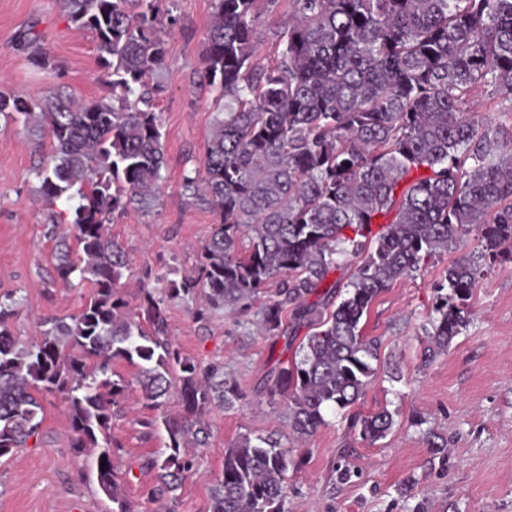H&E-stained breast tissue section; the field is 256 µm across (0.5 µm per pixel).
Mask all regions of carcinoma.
Segmentation results:
<instances>
[{
	"mask_svg": "<svg viewBox=\"0 0 512 512\" xmlns=\"http://www.w3.org/2000/svg\"><path fill=\"white\" fill-rule=\"evenodd\" d=\"M91 31L110 94L77 103L0 94V114L48 136L50 163L39 190L54 202L77 199L67 234L57 236L55 271L64 284L91 283L70 321L43 322L30 341L9 322L20 299L0 301V457L27 446L40 429V399L61 396L69 448L94 455L97 482L112 512H131L112 463L111 422L132 383L112 363L138 368L149 422L167 433L147 459L160 491L174 492L203 445L215 402L239 397L224 366L202 365L168 337V305L195 304L206 323L219 311L254 305L262 336L309 328L291 358L276 360L271 397L288 405L292 437H242L224 455L209 512H288V470L296 444L346 411L375 375L377 343L362 319L379 294L434 257L473 237L477 246L448 266L423 354L429 362L468 327L469 301L508 254L512 259V126L467 111L473 91L512 93V0H213L200 81L217 87V111L203 169L183 186L217 222L181 280L147 275L132 311L120 292L128 262L109 226L131 207L151 209L165 164L153 75L166 61V0H60ZM265 14L275 22L274 57L259 62L252 34ZM394 216L373 230L379 217ZM80 253L70 257L68 240ZM357 265L342 293L326 284L339 260ZM178 393V410L167 404ZM362 439L394 425L380 409L360 417Z\"/></svg>",
	"mask_w": 512,
	"mask_h": 512,
	"instance_id": "1",
	"label": "carcinoma"
}]
</instances>
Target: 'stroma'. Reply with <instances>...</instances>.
Segmentation results:
<instances>
[{
  "label": "stroma",
  "mask_w": 512,
  "mask_h": 512,
  "mask_svg": "<svg viewBox=\"0 0 512 512\" xmlns=\"http://www.w3.org/2000/svg\"><path fill=\"white\" fill-rule=\"evenodd\" d=\"M212 13V0H173L158 104L166 159L160 195L152 209L129 208L110 226L128 257L122 292L132 308L150 285L147 272L178 280L193 270L216 222L183 186L184 173L203 166L215 117L213 95L199 81ZM41 51L54 69L33 64ZM58 88L83 102L107 95L93 33L77 29L59 0H0V93ZM49 151L48 138L0 115V296L19 297L10 328L21 337L44 321L78 314L90 293L85 284L52 282L46 218L70 214L71 205L47 202L39 192L36 168ZM474 246L470 239L435 257L372 303L362 323L378 341L376 374L355 410L366 415L385 407L395 423L369 443L351 417L327 413L326 426L300 447L302 461L288 472V512H512V262L485 277L471 301L473 322L447 352L430 362L422 355L435 285ZM168 336L201 363H223L240 397L212 407L207 444L175 495L159 493L156 471L145 466L167 440L149 428L155 412L139 391H129L112 419V461L133 512H208L227 446L245 435H287L288 410L264 384L288 353L283 340L256 335L250 320L220 312L202 325L178 300L168 307ZM42 405L39 434L0 458V512H108L90 456H73L68 447L61 399ZM430 429L443 451L427 448Z\"/></svg>",
  "instance_id": "obj_1"
}]
</instances>
